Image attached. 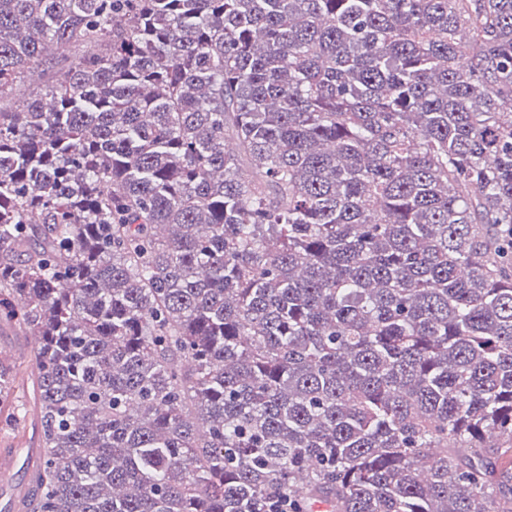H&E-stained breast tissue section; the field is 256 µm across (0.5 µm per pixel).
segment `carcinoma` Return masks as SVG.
I'll list each match as a JSON object with an SVG mask.
<instances>
[{
	"label": "carcinoma",
	"mask_w": 512,
	"mask_h": 512,
	"mask_svg": "<svg viewBox=\"0 0 512 512\" xmlns=\"http://www.w3.org/2000/svg\"><path fill=\"white\" fill-rule=\"evenodd\" d=\"M34 68L18 512H512V0H0Z\"/></svg>",
	"instance_id": "cac0c4a2"
}]
</instances>
